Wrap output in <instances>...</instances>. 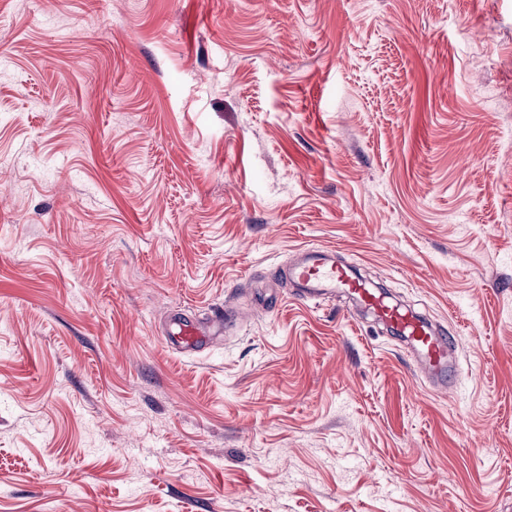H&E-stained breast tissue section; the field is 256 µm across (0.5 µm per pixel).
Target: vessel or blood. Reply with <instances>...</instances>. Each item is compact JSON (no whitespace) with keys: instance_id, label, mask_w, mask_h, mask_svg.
I'll list each match as a JSON object with an SVG mask.
<instances>
[{"instance_id":"b4317fda","label":"vessel or blood","mask_w":512,"mask_h":512,"mask_svg":"<svg viewBox=\"0 0 512 512\" xmlns=\"http://www.w3.org/2000/svg\"><path fill=\"white\" fill-rule=\"evenodd\" d=\"M285 276L296 286L295 299L313 306L339 294L349 297L378 322L391 328L434 388L443 391L453 383L457 374L456 337L447 328L432 327L382 289L371 287L349 266L333 261L327 250L303 249L301 259L288 265ZM223 333V317L205 322L179 317L172 321L166 340L182 352L200 351Z\"/></svg>"}]
</instances>
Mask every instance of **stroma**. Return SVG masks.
<instances>
[{
	"label": "stroma",
	"mask_w": 512,
	"mask_h": 512,
	"mask_svg": "<svg viewBox=\"0 0 512 512\" xmlns=\"http://www.w3.org/2000/svg\"><path fill=\"white\" fill-rule=\"evenodd\" d=\"M0 512H512V0H0ZM300 251L303 257L285 270V277L297 286L295 299L316 307L336 294L349 297L391 328L434 388L448 390L457 374L458 342L446 327L433 328L381 288H372L349 266L333 261L327 250L311 247ZM224 334V317L215 316L207 322L178 317L171 323L166 340L175 349L200 351L208 347L217 336Z\"/></svg>",
	"instance_id": "35a3bbf8"
}]
</instances>
